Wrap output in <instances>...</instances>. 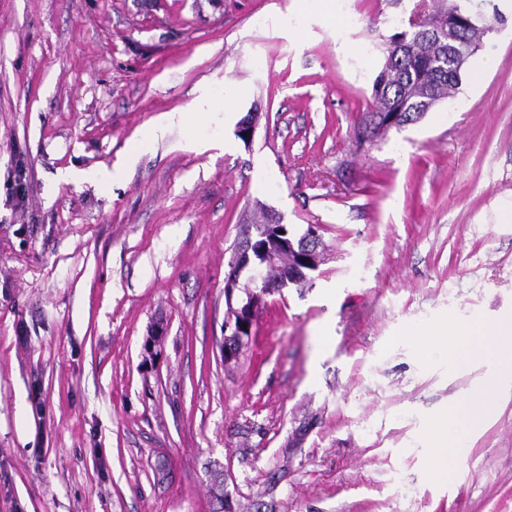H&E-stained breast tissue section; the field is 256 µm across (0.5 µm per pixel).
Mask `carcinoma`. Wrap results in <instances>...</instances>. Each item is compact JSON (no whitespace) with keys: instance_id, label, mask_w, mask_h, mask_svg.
Returning <instances> with one entry per match:
<instances>
[{"instance_id":"cac0c4a2","label":"carcinoma","mask_w":512,"mask_h":512,"mask_svg":"<svg viewBox=\"0 0 512 512\" xmlns=\"http://www.w3.org/2000/svg\"><path fill=\"white\" fill-rule=\"evenodd\" d=\"M475 15L473 0H433L419 30L407 28L390 35L385 62L373 83L372 104L364 113L373 132L385 129L390 112L401 113L403 126L416 121L422 116L421 100L445 98L462 85L466 69L458 68L448 76L453 62L448 20H458L460 41L474 43L483 36L481 25L470 23Z\"/></svg>"}]
</instances>
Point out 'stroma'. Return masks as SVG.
I'll list each match as a JSON object with an SVG mask.
<instances>
[{
	"label": "stroma",
	"mask_w": 512,
	"mask_h": 512,
	"mask_svg": "<svg viewBox=\"0 0 512 512\" xmlns=\"http://www.w3.org/2000/svg\"><path fill=\"white\" fill-rule=\"evenodd\" d=\"M495 2L496 69L363 142L415 0H349L341 27L298 0H0V512H512V359L413 340L512 320ZM261 204L317 225L322 261L228 363L224 280ZM490 386L433 477L426 424Z\"/></svg>",
	"instance_id": "obj_1"
}]
</instances>
